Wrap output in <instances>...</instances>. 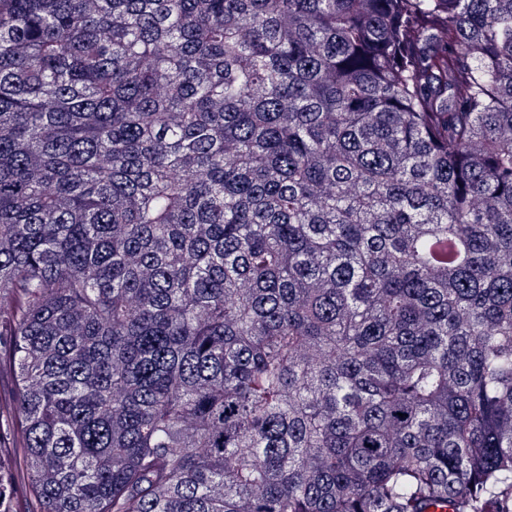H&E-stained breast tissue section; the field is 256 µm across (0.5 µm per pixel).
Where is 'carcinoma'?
<instances>
[{"instance_id": "cac0c4a2", "label": "carcinoma", "mask_w": 512, "mask_h": 512, "mask_svg": "<svg viewBox=\"0 0 512 512\" xmlns=\"http://www.w3.org/2000/svg\"><path fill=\"white\" fill-rule=\"evenodd\" d=\"M4 372L0 512H512V0H0Z\"/></svg>"}]
</instances>
